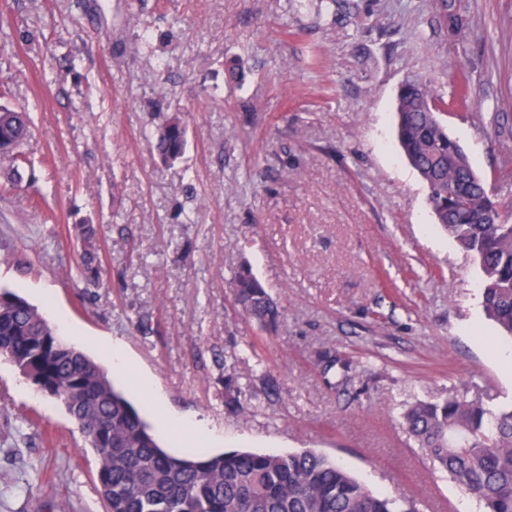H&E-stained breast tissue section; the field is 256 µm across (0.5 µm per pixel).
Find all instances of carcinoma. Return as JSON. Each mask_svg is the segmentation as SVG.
Masks as SVG:
<instances>
[{"label":"carcinoma","instance_id":"1","mask_svg":"<svg viewBox=\"0 0 512 512\" xmlns=\"http://www.w3.org/2000/svg\"><path fill=\"white\" fill-rule=\"evenodd\" d=\"M445 96L427 81L406 78L397 95V134L403 153L428 188L437 224L477 260L487 317L512 338V224L496 194L473 170L438 114ZM33 131L31 113L0 102V163L11 179ZM160 160H179L188 144L177 112H157L146 134ZM78 267L94 284L98 259L92 240ZM235 302L265 328L277 326L280 305L247 265L231 282ZM0 355L12 357L33 383L57 396L78 423L96 458L105 512H407L401 497L373 493L341 464L315 450L293 453L231 450L203 445L175 456L159 445L126 395L86 354L61 338L39 311L0 289ZM324 373L349 365L318 354ZM414 445L433 469L474 496L484 512H512V406L450 396L420 400L402 414Z\"/></svg>","mask_w":512,"mask_h":512}]
</instances>
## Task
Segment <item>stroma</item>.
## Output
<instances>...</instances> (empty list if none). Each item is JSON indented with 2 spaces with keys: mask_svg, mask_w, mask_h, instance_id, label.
<instances>
[{
  "mask_svg": "<svg viewBox=\"0 0 512 512\" xmlns=\"http://www.w3.org/2000/svg\"><path fill=\"white\" fill-rule=\"evenodd\" d=\"M437 3L0 0V84L35 116L34 181L0 179V289L52 297L98 364L120 343L130 365L112 380L150 423L199 422L214 451L320 450L415 512H459L400 414L454 393L512 403L497 358L512 344L401 154L396 96L406 77L446 93L466 72L473 104L440 118L512 223V0H454L456 33ZM157 105L188 125L171 165L145 138ZM243 265L279 298L276 331L236 304ZM321 350L349 364L346 384H327ZM233 390L242 411L224 406ZM0 512H103L79 426L2 357ZM84 240L87 243V248L81 259V263L78 267L80 277L87 283V285L94 284L93 273L96 270V261L98 259L97 252L95 250L92 240L95 237V231L91 227H87L83 233Z\"/></svg>",
  "mask_w": 512,
  "mask_h": 512,
  "instance_id": "stroma-1",
  "label": "stroma"
}]
</instances>
